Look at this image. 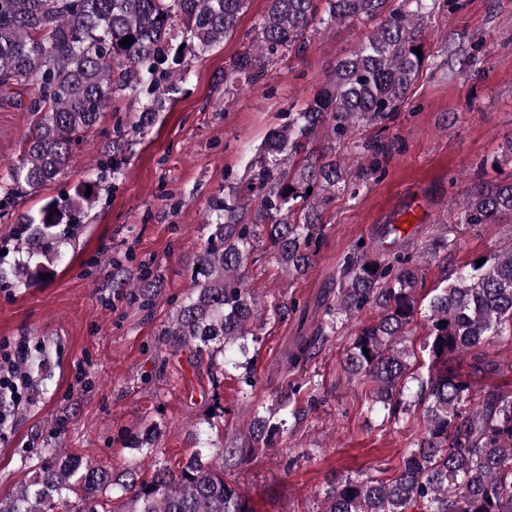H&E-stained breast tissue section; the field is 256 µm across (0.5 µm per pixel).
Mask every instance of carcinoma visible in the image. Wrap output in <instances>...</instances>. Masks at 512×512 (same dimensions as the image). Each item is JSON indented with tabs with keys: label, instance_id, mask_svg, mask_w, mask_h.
Wrapping results in <instances>:
<instances>
[{
	"label": "carcinoma",
	"instance_id": "cac0c4a2",
	"mask_svg": "<svg viewBox=\"0 0 512 512\" xmlns=\"http://www.w3.org/2000/svg\"><path fill=\"white\" fill-rule=\"evenodd\" d=\"M248 0H0V82L31 91L29 133L22 156L0 183V211H14L23 190L61 175L106 103L123 95L146 96L130 129L154 124L165 97L187 75L186 51L206 50L233 33ZM429 0H269L249 48L224 72V89L252 85L290 53L304 52L325 22L371 27L366 40L336 61L319 95L257 149L246 179L227 182L207 204L206 243L191 268L184 301L169 335L223 356L217 372L232 369L254 384L247 339L267 319L243 269L260 246L294 280L311 267L325 235L322 213L351 176L335 159L336 145L363 127L389 120L408 99L425 58L423 20ZM133 37L132 44H119ZM126 129L116 126L112 157L100 159L72 195L53 198L36 213L20 212L16 245L25 259L0 283L16 287L39 277L55 241L68 236L100 191L119 179ZM91 193H86L87 188ZM454 225L474 228L512 218V178L483 186L453 207ZM448 233L416 251L372 255L356 243L343 258L336 301L324 306L315 335L296 344L286 366L311 360L339 326L358 322L342 361L349 378L375 383V402L394 415L424 411L414 448L380 477H345L323 492L320 512H512V392H473L471 381L448 367L461 354L512 335V248L472 259L433 289L422 311L417 289L427 255L454 247ZM148 305L160 281L146 271L137 282L117 283ZM422 328L427 375L411 367L404 346ZM369 353H364L363 349ZM301 387L281 396L277 411L256 413L245 443L272 448L288 432V418L307 416L320 404ZM77 502L69 501V494ZM0 512H252L224 467L195 453L178 467L161 465L145 479L134 468L119 473L52 449L27 480L0 495Z\"/></svg>",
	"mask_w": 512,
	"mask_h": 512
}]
</instances>
